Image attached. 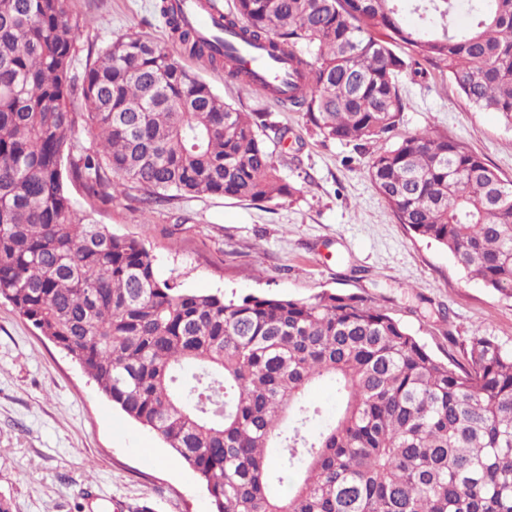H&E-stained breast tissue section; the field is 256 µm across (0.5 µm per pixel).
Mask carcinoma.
<instances>
[{
    "instance_id": "obj_1",
    "label": "carcinoma",
    "mask_w": 512,
    "mask_h": 512,
    "mask_svg": "<svg viewBox=\"0 0 512 512\" xmlns=\"http://www.w3.org/2000/svg\"><path fill=\"white\" fill-rule=\"evenodd\" d=\"M68 0H0V297L156 431L205 484L215 512H512V350L478 332L464 361L436 358L385 309L353 293L312 301L227 299L156 276L141 242L77 217L86 196L129 188L146 207L221 195H293L278 174L267 112L226 104L178 55L207 57L249 83L235 55L160 14L170 50L119 37L76 84ZM232 0L241 43L290 64L269 96L326 139L390 137L399 78L434 69L461 98L512 125V0ZM87 111L69 110L75 89ZM96 148L74 139L78 121ZM367 175L398 223L512 298V181L462 142L421 131L376 152ZM336 383L320 432L307 401ZM294 475L288 494L273 491ZM308 399L322 411L321 417L316 423V428L324 425L336 416L337 399L335 383L328 379L320 381L310 389Z\"/></svg>"
}]
</instances>
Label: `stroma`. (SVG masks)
<instances>
[{"instance_id":"stroma-1","label":"stroma","mask_w":512,"mask_h":512,"mask_svg":"<svg viewBox=\"0 0 512 512\" xmlns=\"http://www.w3.org/2000/svg\"><path fill=\"white\" fill-rule=\"evenodd\" d=\"M160 0H69L75 70L112 40L141 34L172 47ZM225 102L272 113L287 127L268 148L293 196L260 205L222 196L174 198L147 209L128 191L107 201L69 191L79 217L135 237L159 280L203 293L312 300L356 293L386 309L438 358L474 333L512 349V299L467 276L443 247L398 224L367 176L380 140L324 139L301 113L278 107L223 68L182 57ZM407 104L396 137L427 130L465 143L512 179V127L469 108L439 73L402 76ZM12 512H215L197 474L152 430L129 418L81 368L0 298V497Z\"/></svg>"}]
</instances>
